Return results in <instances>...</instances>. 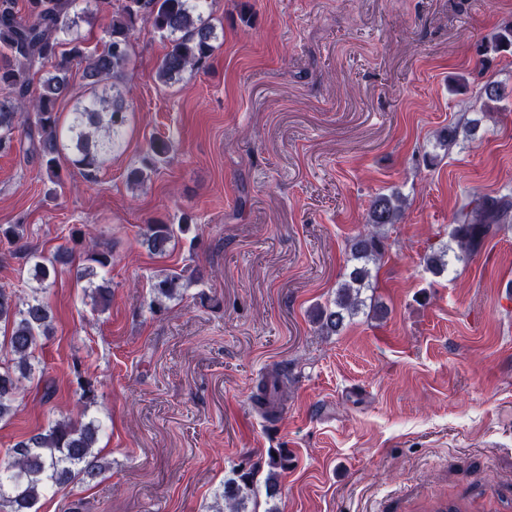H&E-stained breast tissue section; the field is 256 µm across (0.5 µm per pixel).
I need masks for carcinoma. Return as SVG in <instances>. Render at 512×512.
<instances>
[{"instance_id": "obj_1", "label": "carcinoma", "mask_w": 512, "mask_h": 512, "mask_svg": "<svg viewBox=\"0 0 512 512\" xmlns=\"http://www.w3.org/2000/svg\"><path fill=\"white\" fill-rule=\"evenodd\" d=\"M208 0H27L25 14L14 11L13 0H0V151L15 144L27 145L26 154L40 158L52 181H61L59 158L70 150L69 162L88 181L97 179L105 159L123 145L129 106L125 98V76L131 61L132 38L137 28L149 27L167 40V51L156 70L158 84L168 87L180 82L188 72L205 68L219 40L216 26L204 16ZM109 17L100 47L86 46L81 23L93 16ZM81 70L82 84L72 82L73 70ZM73 97L76 104L66 127H61L56 104ZM483 109L478 118L450 125L440 137L442 146L455 144L459 133L475 134L482 120L498 111L502 98L498 85L490 82L479 91ZM170 152L167 141L148 140L140 165H131L127 181L141 185L149 179L155 162ZM404 200L398 193L381 194L373 201L366 228L350 243L351 259L357 265L336 290L333 306L317 310L315 319L322 332L333 334L343 328L365 306L363 291L372 286V267L384 254L382 229L397 223ZM512 223V196H479L464 204L449 237L458 248L455 259L478 252L485 241ZM188 231L187 224H146L141 245L154 255H164L171 243ZM75 245L83 247V263L75 264L74 249L65 248L34 263L32 280L37 286L22 297L0 289V326L5 329L3 345L9 358L0 361V421L10 418L15 403L34 380L33 364L39 339L50 334L51 310L43 293L56 277L58 267L75 266V275L84 280L96 306H106L111 291L95 282L100 271L111 265L110 252L100 250L82 230L72 233ZM449 249L426 258L434 275L448 267ZM177 273H167L151 286V305L159 309L180 293ZM280 375L260 380L253 400L273 404L274 414L282 411ZM77 403L83 410L47 423L11 448L0 464V512H38L37 504L49 489L90 484L109 470V462L96 451L100 422L88 417L96 403V387L82 386ZM288 452L279 449L269 456L264 479L265 495L279 493V472L288 469ZM257 471L238 470L224 481L218 497L229 512H244L245 500L259 492Z\"/></svg>"}]
</instances>
